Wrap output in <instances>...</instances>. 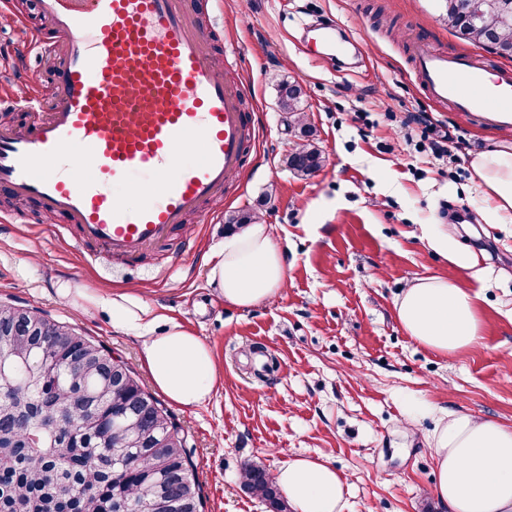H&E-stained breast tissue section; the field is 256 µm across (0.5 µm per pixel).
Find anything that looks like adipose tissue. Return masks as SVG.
<instances>
[{
	"instance_id": "adipose-tissue-1",
	"label": "adipose tissue",
	"mask_w": 512,
	"mask_h": 512,
	"mask_svg": "<svg viewBox=\"0 0 512 512\" xmlns=\"http://www.w3.org/2000/svg\"><path fill=\"white\" fill-rule=\"evenodd\" d=\"M470 168L490 202L482 214L485 223H512V148L474 153ZM210 280L225 302L242 309L274 297L286 282V266L269 226L253 224L226 239ZM479 299L454 277H420L397 297L396 317L418 344L448 355L479 339ZM91 301L109 309L113 326L139 332L142 360L173 404L191 408L212 393L216 362L200 337L176 323L156 331L159 315L125 293ZM433 444L434 494L448 512H512V427L452 412L434 432ZM272 478L292 512H343L346 484L327 455L290 460Z\"/></svg>"
}]
</instances>
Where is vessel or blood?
<instances>
[{
    "instance_id": "1",
    "label": "vessel or blood",
    "mask_w": 512,
    "mask_h": 512,
    "mask_svg": "<svg viewBox=\"0 0 512 512\" xmlns=\"http://www.w3.org/2000/svg\"><path fill=\"white\" fill-rule=\"evenodd\" d=\"M66 48L52 73L56 102L45 109L36 81L0 85V108L21 113L24 131L0 125V190L79 225L83 240L133 258L167 240L174 225L224 196L243 167L255 130L244 112L245 82H227L210 63L195 0H37ZM317 53L343 52L346 36L319 23ZM426 95L462 113L485 103L493 125L512 126V70L470 55L419 47ZM202 142L198 159L182 151ZM144 176L152 190L127 201Z\"/></svg>"
}]
</instances>
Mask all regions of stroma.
<instances>
[{"instance_id":"obj_1","label":"stroma","mask_w":512,"mask_h":512,"mask_svg":"<svg viewBox=\"0 0 512 512\" xmlns=\"http://www.w3.org/2000/svg\"><path fill=\"white\" fill-rule=\"evenodd\" d=\"M223 33L208 41L225 79L248 81L244 111L257 127L250 158L232 173L211 223L188 215L168 244L137 262L74 248L76 225L60 228L33 202L0 191V304L43 311L104 346L155 386L135 331L112 325L94 292H126L200 336L221 378L194 408L170 405L188 437L204 512H271L241 483L245 463L274 471L300 456L328 454L346 487L344 512H448L433 494L428 440L443 414L466 412L512 426V224H487L471 153L512 146V128L436 105L420 88L413 41L494 66L511 62L448 30L439 0H223ZM334 21L351 34L349 54L307 53L306 28ZM0 20V80L39 77L54 105L51 59L29 53ZM302 90L323 167L299 177L284 166L297 125L279 107L281 84ZM421 115L448 132L447 156L429 140H405ZM238 211L269 225L287 264L276 298L248 309L225 304L203 257L218 256L225 221ZM438 225L482 271L450 270L424 240ZM455 273L481 296L480 338L453 354L416 343L394 302L421 276ZM432 410L405 425L407 407Z\"/></svg>"}]
</instances>
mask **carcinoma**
Returning <instances> with one entry per match:
<instances>
[{
	"mask_svg": "<svg viewBox=\"0 0 512 512\" xmlns=\"http://www.w3.org/2000/svg\"><path fill=\"white\" fill-rule=\"evenodd\" d=\"M448 3V29L465 36L455 14L465 0ZM489 28L512 46V27L493 15ZM301 88L281 86L280 108L301 113ZM316 130L298 119L302 143L284 158L286 167L307 177L324 159L313 140ZM49 322L37 309L0 305V326L17 315ZM58 344L33 333L0 329V359L9 363L0 382V512H200L192 482L193 464L185 435L160 400L142 389L132 371L115 386L104 370L112 359L86 336L72 342L70 326L52 321ZM66 409L78 429L59 428ZM243 488L271 506L288 512L269 473L260 465L243 467Z\"/></svg>",
	"mask_w": 512,
	"mask_h": 512,
	"instance_id": "cac0c4a2",
	"label": "carcinoma"
}]
</instances>
